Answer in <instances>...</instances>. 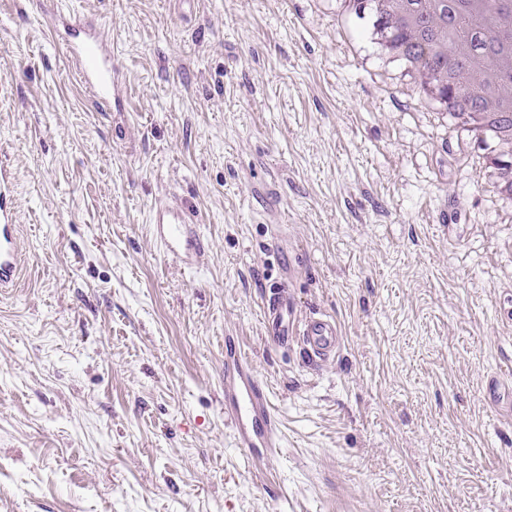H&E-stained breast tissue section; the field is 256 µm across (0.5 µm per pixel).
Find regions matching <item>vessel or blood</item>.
Here are the masks:
<instances>
[{"instance_id": "b4317fda", "label": "vessel or blood", "mask_w": 512, "mask_h": 512, "mask_svg": "<svg viewBox=\"0 0 512 512\" xmlns=\"http://www.w3.org/2000/svg\"><path fill=\"white\" fill-rule=\"evenodd\" d=\"M54 36L63 40L68 60L91 107L113 109L115 71L112 45L97 24L74 10L55 7L50 15ZM11 187L0 178V288L13 286L21 268L22 249L11 206ZM150 224L163 254L184 267L198 266L202 237L190 214L181 207L155 205ZM267 340L285 347L299 345L312 361L336 354L344 343L339 324L328 317H305L298 311L288 282L274 286L264 304ZM224 416L233 428L238 447L254 459L264 457L274 445L278 422L266 389L249 368L236 345H229L224 361Z\"/></svg>"}]
</instances>
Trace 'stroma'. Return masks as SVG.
Here are the masks:
<instances>
[{
	"instance_id": "stroma-1",
	"label": "stroma",
	"mask_w": 512,
	"mask_h": 512,
	"mask_svg": "<svg viewBox=\"0 0 512 512\" xmlns=\"http://www.w3.org/2000/svg\"><path fill=\"white\" fill-rule=\"evenodd\" d=\"M336 0H65L125 82L92 110L46 21L0 0V512H512V215L485 147L383 77ZM198 215L191 271L149 225ZM457 216L449 228V216ZM345 344L267 342L266 287ZM266 387L267 459L224 420V339ZM11 187L0 178V292L13 286L21 268L22 249L18 238V224L11 206Z\"/></svg>"
}]
</instances>
